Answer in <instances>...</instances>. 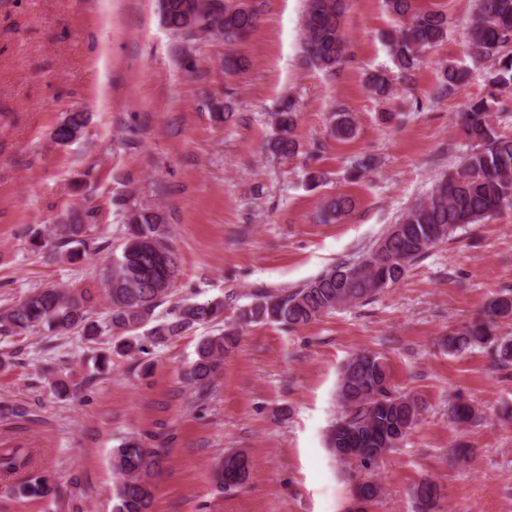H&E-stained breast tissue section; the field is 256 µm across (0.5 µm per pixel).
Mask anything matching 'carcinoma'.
I'll return each instance as SVG.
<instances>
[{
  "label": "carcinoma",
  "mask_w": 512,
  "mask_h": 512,
  "mask_svg": "<svg viewBox=\"0 0 512 512\" xmlns=\"http://www.w3.org/2000/svg\"><path fill=\"white\" fill-rule=\"evenodd\" d=\"M388 10L405 19L391 36L392 61L408 81L421 52L437 45L448 34V21L437 11L422 12L414 0H385ZM160 16L166 28L181 42L195 43L209 36L227 44L245 39L256 27L259 13L246 0H160ZM346 0H308L303 21L301 51L305 65L326 72L336 70L346 52L342 18ZM472 60L486 65L490 87L512 86V56L505 47L512 42V0H477L476 13L468 27ZM468 69L450 66L444 74L443 91L452 95L466 79ZM368 91L378 99L393 93L390 75L382 71L367 78ZM495 99L472 103L462 115L465 136L471 149L458 169L442 176L428 196L401 217V230H387L381 250L371 248L356 259L341 262L294 291L271 293L261 288L251 301L238 308L234 319L224 318V302L185 304L161 317L156 313L171 294L178 275V260L167 242L164 214L157 208L133 207L126 213L125 241L113 254L105 278L109 310L91 319L95 303L87 290L60 287L32 291L18 303L0 308V339L48 331L63 335L80 332L87 342L105 334L117 341L115 352L143 353L161 346L198 325H214V333L203 336L196 357L186 372L198 399H205L224 364V353L236 345L244 326L277 323L290 329L304 326L343 305L365 301L396 283L410 263L416 261L458 228L480 224L512 207V138L498 134L493 119ZM296 103L290 99L274 116L275 131L267 149L287 158L298 153L293 132ZM87 125L83 112H70L54 131L58 142L82 137ZM331 131L339 139L353 137L355 126L349 113L339 108L331 115ZM350 197L338 194L327 200L323 218L330 221L347 212ZM96 226L95 210L85 209L69 216L62 233L52 238L54 249L69 260L95 244L90 232ZM501 318H512V296L491 301L483 316L448 333V352L461 353L486 345L503 365L512 363V339L495 334ZM389 369L378 355H353L342 366L338 399L344 415L328 434V448L342 457L344 448H354L355 459L370 468L397 447L416 424L420 402L412 394L391 393ZM476 412L459 398L449 408V419L457 424L473 421ZM31 466L24 448H0V472L18 474ZM116 495L113 512H152L156 480L163 456L135 438L125 440L113 456ZM251 464L243 451L224 455L219 478L228 489L243 485ZM28 497L47 494L45 483L34 477L21 484ZM413 496L423 512L431 509L439 495L432 481L416 484Z\"/></svg>",
  "instance_id": "obj_1"
}]
</instances>
